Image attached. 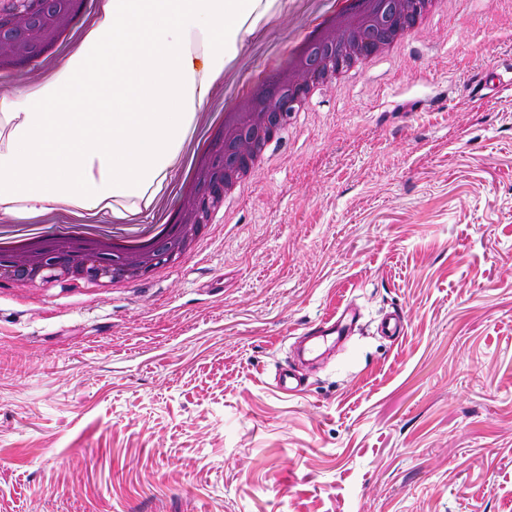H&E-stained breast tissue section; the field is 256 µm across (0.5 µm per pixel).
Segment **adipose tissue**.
<instances>
[{"label": "adipose tissue", "mask_w": 512, "mask_h": 512, "mask_svg": "<svg viewBox=\"0 0 512 512\" xmlns=\"http://www.w3.org/2000/svg\"><path fill=\"white\" fill-rule=\"evenodd\" d=\"M228 0H105L112 24L90 32L76 54L84 76L71 83L49 77L32 94L18 139L0 161V191L40 201H62L91 212L112 195L136 189L172 158L188 129L181 112L206 105L209 85L195 86L179 35L193 18L217 42ZM108 111L89 113L92 97ZM109 174L89 182L92 157Z\"/></svg>", "instance_id": "adipose-tissue-1"}]
</instances>
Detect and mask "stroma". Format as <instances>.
<instances>
[{
  "label": "stroma",
  "mask_w": 512,
  "mask_h": 512,
  "mask_svg": "<svg viewBox=\"0 0 512 512\" xmlns=\"http://www.w3.org/2000/svg\"><path fill=\"white\" fill-rule=\"evenodd\" d=\"M335 4L252 0L208 112ZM457 9L324 87L178 266L0 283V512H512V0ZM349 302L345 347L277 392ZM360 312L352 303L346 304L336 313L321 319L317 324L309 328L305 333L306 338L312 341V347L309 352L317 348L320 343L332 341L341 342L353 333ZM408 316L402 308L393 309L381 318L378 324V332L393 340H398L406 335Z\"/></svg>",
  "instance_id": "1"
}]
</instances>
